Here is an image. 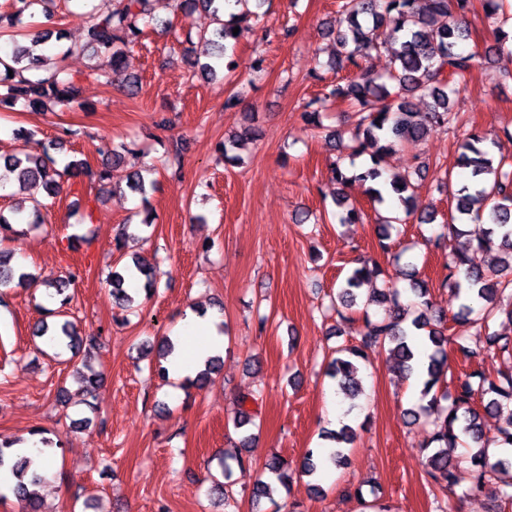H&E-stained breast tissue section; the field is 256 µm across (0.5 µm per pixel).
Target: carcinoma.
<instances>
[{
    "label": "carcinoma",
    "instance_id": "obj_1",
    "mask_svg": "<svg viewBox=\"0 0 512 512\" xmlns=\"http://www.w3.org/2000/svg\"><path fill=\"white\" fill-rule=\"evenodd\" d=\"M14 10L0 14V33L12 31L22 17L31 11L37 0H13ZM151 0H115L106 13H91L84 31L83 42L72 45L64 54L85 53L88 50L108 54L114 71H119L128 50L136 45L144 29L153 21ZM180 8H200L212 16L218 28L187 33L186 40L197 41L202 46L212 45L216 51L207 55V61H189L204 79L212 78L220 71H227L232 78L236 63L230 55L245 27L241 26L247 14L248 0H223L228 5L241 6L240 13H229L224 20L215 6L218 0H176ZM470 8V0H341L337 16L329 24L328 32L336 35L338 50L330 68L347 71L343 82L325 86L324 92L305 103L303 118L318 130L325 129L323 117L331 103L342 102L358 116L346 132L327 130L330 142H348L354 157L368 155L371 166L365 171L347 176L340 166L332 168V179L338 184L336 205L344 209L341 223L352 224L359 220L355 207L345 205L344 186L351 183L365 184L383 176L382 159L405 142L422 140L432 128L451 129L460 140L458 165L469 170L470 177L460 184L454 193V212L442 225L439 237L430 240L434 247H441L447 236L455 239L441 286L452 289L462 297L458 313L452 320L464 321L474 332L456 343L457 350L470 361V371L457 377L448 376L447 318L431 313L428 288L415 276L409 278L413 298L404 303L401 292L391 280L385 288L370 289L366 304L388 305L379 317L364 313L365 332L358 344L338 346L326 368V375L334 381L339 391L355 398L361 393L360 362L367 360L368 351L382 348L393 360V369L407 377L419 368L426 374L421 398L426 404L405 411L406 424L415 425L422 415L435 414L434 431L426 447L425 473L431 485L448 496L455 493L461 482L454 448L460 445L474 446L473 469L467 491L482 489L488 478L494 476L500 482L499 499L512 505V457H493L489 448L493 445L512 447V372H500L496 376L486 373L484 364L496 354L512 355V336L490 330L489 319L496 311V304L503 298L512 300V155L504 152V143H512V133L506 140H487L474 130L464 128L460 113L454 110L451 97L458 94L467 76L487 59L479 52L463 53L459 44L468 39V29L463 18ZM238 34H233L234 28ZM391 31V41H379L382 28ZM385 51L390 56V69L385 74H375L364 62L374 53ZM4 73L0 74V106L12 107L18 103L35 108L50 102L72 107L82 105V87L70 76L63 65L15 46L10 61L0 58ZM252 134L246 128L229 136L220 144L224 158L238 163V140ZM4 169L16 173L23 202L16 204L7 216L0 211V243L14 241L24 235V230L14 228L13 216L28 212L27 226L37 228L43 224L41 198L59 193L60 180L68 176L77 178L84 174L85 163L80 160L58 162L47 147L39 151L11 155L4 159ZM389 185L396 195L404 216L394 215L382 221L379 246L388 251L387 240L394 225L403 218L415 215L414 184L408 174L390 176ZM131 191L146 196L154 190V181L146 180L141 171L129 176ZM417 216V215H415ZM438 213L428 210L417 216L418 223L432 224ZM483 221L487 228L476 239L459 225L469 221ZM497 250L499 262L483 268L472 263L470 252L486 253ZM14 254L0 249V286L11 284L31 285L34 274L13 263ZM385 274L377 263L360 260L347 272L336 293V313L346 318V312L358 306L361 287ZM125 276L112 273V302L119 308L131 306L134 299L124 288ZM32 335L43 339L50 337L62 350H69L76 357L84 344L94 346L98 337L81 338L75 324L65 320L53 330L44 321L36 324ZM219 369L216 359L185 384L198 389L207 382L209 375ZM74 376L85 384L84 392L90 394L102 382L100 373L94 371L88 361L74 369ZM258 400L257 395L247 393L237 400L233 427L239 432L237 451L221 461L222 475L229 479L231 463L241 467L247 463L243 450L255 438L251 427L255 426L257 412L248 404ZM493 425L485 423L486 418ZM357 431L344 424L333 433L331 439L338 447L328 454V460L340 467L347 461L346 446L352 444ZM31 459L17 455L10 460V467L17 482L12 493L22 505V512H41L42 503L33 488L44 481L39 469L29 470ZM265 469L270 481H259L252 496L259 502L270 497L272 483L288 487L290 475L288 461L275 455Z\"/></svg>",
    "mask_w": 512,
    "mask_h": 512
}]
</instances>
